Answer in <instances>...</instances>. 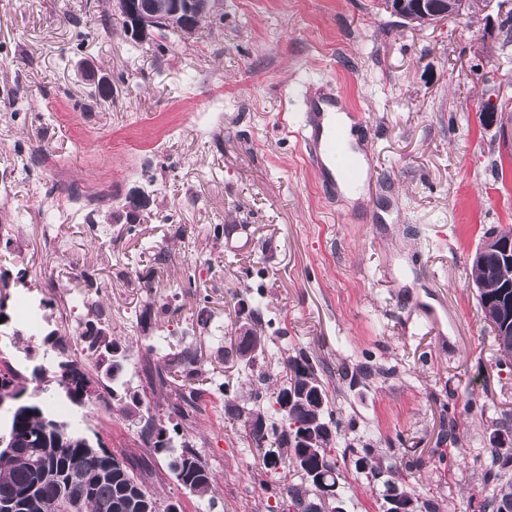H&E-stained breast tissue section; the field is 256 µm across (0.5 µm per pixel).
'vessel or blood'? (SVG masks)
Returning <instances> with one entry per match:
<instances>
[{"mask_svg":"<svg viewBox=\"0 0 512 512\" xmlns=\"http://www.w3.org/2000/svg\"><path fill=\"white\" fill-rule=\"evenodd\" d=\"M340 100L335 88L309 85L304 98V124L299 138L308 163L328 189L342 184L367 183L373 152L367 142L351 138L336 111Z\"/></svg>","mask_w":512,"mask_h":512,"instance_id":"b4317fda","label":"vessel or blood"}]
</instances>
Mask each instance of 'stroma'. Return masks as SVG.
Wrapping results in <instances>:
<instances>
[{
	"instance_id": "35a3bbf8",
	"label": "stroma",
	"mask_w": 512,
	"mask_h": 512,
	"mask_svg": "<svg viewBox=\"0 0 512 512\" xmlns=\"http://www.w3.org/2000/svg\"><path fill=\"white\" fill-rule=\"evenodd\" d=\"M512 0L479 18L404 24L382 0H214L194 35L134 42L105 27L110 0H0V274L43 332L72 334L100 304L112 339L166 337L203 367L201 412L172 416L216 479L214 512H267L252 438L225 417L251 374L231 355L240 299L263 292L283 375L303 349L326 367L334 410L377 452L417 466L411 489L437 512L481 502L491 421L512 414V365L481 316L470 257L512 228ZM333 84L377 154L365 204L322 189L297 136L306 83ZM502 114L482 125L477 106ZM89 199L63 216L65 191ZM145 197L127 221L130 196ZM225 225L214 238L215 225ZM165 251V261L155 259ZM440 296L448 349L420 305ZM161 322H140L147 302ZM206 330H193L198 315ZM24 324L0 310V349ZM372 366L367 378L344 371ZM109 448H138L112 398L73 405ZM460 424L457 441L448 433Z\"/></svg>"
}]
</instances>
